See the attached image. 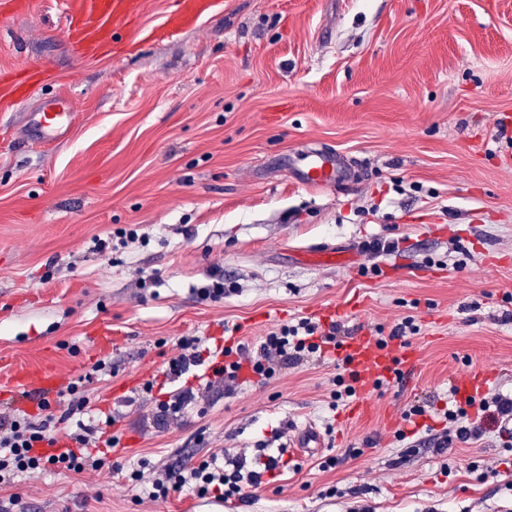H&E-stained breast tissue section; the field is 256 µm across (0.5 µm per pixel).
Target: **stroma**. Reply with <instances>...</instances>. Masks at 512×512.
Here are the masks:
<instances>
[{"label": "stroma", "instance_id": "stroma-1", "mask_svg": "<svg viewBox=\"0 0 512 512\" xmlns=\"http://www.w3.org/2000/svg\"><path fill=\"white\" fill-rule=\"evenodd\" d=\"M0 16V80L43 69L66 98L64 138L23 131L37 101L0 112V408L15 369L85 378L88 408L51 402L58 432L115 420L112 460L144 482L223 450L253 465L286 452L227 512H512V450L498 433L437 454L428 443L457 376L488 369L512 395V0H218L178 38L153 39L175 0H144L114 53L76 57L68 0ZM344 184L299 179L312 151ZM135 230V239L125 238ZM108 243L99 252L97 239ZM399 248L367 271L363 246ZM223 279L226 297L199 288ZM357 302L371 335L413 317L402 381L333 403L337 369L301 365L225 395L168 375L183 336L223 347ZM112 346L100 350V329ZM110 371L92 372L100 358ZM152 391H144V383ZM178 413L158 414L161 401ZM428 406L414 423L415 402ZM405 440H397V431ZM336 467L321 470L328 457ZM493 468L483 476V468ZM12 512H216L214 496L156 502L129 473H25Z\"/></svg>", "mask_w": 512, "mask_h": 512}]
</instances>
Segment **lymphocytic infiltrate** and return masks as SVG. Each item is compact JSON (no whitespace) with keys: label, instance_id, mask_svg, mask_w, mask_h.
I'll return each mask as SVG.
<instances>
[{"label":"lymphocytic infiltrate","instance_id":"lymphocytic-infiltrate-1","mask_svg":"<svg viewBox=\"0 0 512 512\" xmlns=\"http://www.w3.org/2000/svg\"><path fill=\"white\" fill-rule=\"evenodd\" d=\"M344 345L340 323H321L307 317L282 325L260 337L254 346L225 347L224 365L217 376L224 382L225 393H233L242 371L260 381L273 379L282 370L302 364L320 365L336 360ZM447 423L434 447L445 452L454 445L473 444L492 431L512 425V397L498 393L484 395L476 413L465 408H451L443 413ZM103 436L102 448L91 447L96 436ZM69 443L56 454L43 453V445H55V417L36 413L19 415L11 409H0V487L10 486L22 473L37 470L80 473L108 466L106 451L115 447L117 436L106 428L81 426L69 434ZM262 484V474L244 470L240 462L225 466L218 456L187 461L176 468L165 469L151 483L152 500H166L171 494L190 492L198 496L217 494L224 499H243Z\"/></svg>","mask_w":512,"mask_h":512}]
</instances>
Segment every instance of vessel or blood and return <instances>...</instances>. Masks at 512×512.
<instances>
[{
	"mask_svg": "<svg viewBox=\"0 0 512 512\" xmlns=\"http://www.w3.org/2000/svg\"><path fill=\"white\" fill-rule=\"evenodd\" d=\"M213 6L212 0H177V8L166 23L156 30L159 38L170 37L181 29L194 25ZM140 0H78L70 14L66 29L67 38L75 51L82 56L95 55L108 51L116 31L134 25L140 15ZM42 81L40 70L30 72V81L25 90H18L10 84H0V110L10 109L15 102L25 96H32ZM69 115L62 100H54L50 109L39 112L36 125L45 142L56 140L67 128ZM341 181L338 166L330 157L313 154L302 183L312 189H331ZM361 376L382 377L394 380L397 354L390 349L378 348L368 336H357L350 340L344 350ZM15 387L46 395L55 384V376L50 371L38 375L19 371L12 377Z\"/></svg>",
	"mask_w": 512,
	"mask_h": 512,
	"instance_id": "b4317fda",
	"label": "vessel or blood"
}]
</instances>
